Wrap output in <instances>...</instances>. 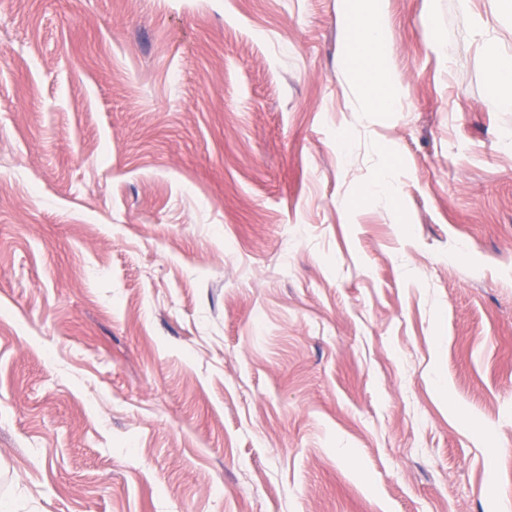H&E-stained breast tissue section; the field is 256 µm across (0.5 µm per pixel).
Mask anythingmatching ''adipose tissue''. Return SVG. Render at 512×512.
Wrapping results in <instances>:
<instances>
[{
  "mask_svg": "<svg viewBox=\"0 0 512 512\" xmlns=\"http://www.w3.org/2000/svg\"><path fill=\"white\" fill-rule=\"evenodd\" d=\"M376 11L375 0H358L353 14L358 38L350 51L348 67L360 83L368 110L392 112L396 109V100L384 91L388 77L379 61L386 41V31L375 22Z\"/></svg>",
  "mask_w": 512,
  "mask_h": 512,
  "instance_id": "1",
  "label": "adipose tissue"
}]
</instances>
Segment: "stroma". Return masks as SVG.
I'll use <instances>...</instances> for the list:
<instances>
[{
    "label": "stroma",
    "instance_id": "35a3bbf8",
    "mask_svg": "<svg viewBox=\"0 0 512 512\" xmlns=\"http://www.w3.org/2000/svg\"><path fill=\"white\" fill-rule=\"evenodd\" d=\"M351 3L0 0V512H512V12ZM357 3L353 19L359 34L350 51L348 67L360 83L369 111L394 112L395 98L386 92H376L389 82L386 70L379 62L386 41V31L374 20L376 1L359 0ZM489 69L492 81L500 85L505 91V96L501 99V103L511 108L512 60L492 56L489 60Z\"/></svg>",
    "mask_w": 512,
    "mask_h": 512
}]
</instances>
